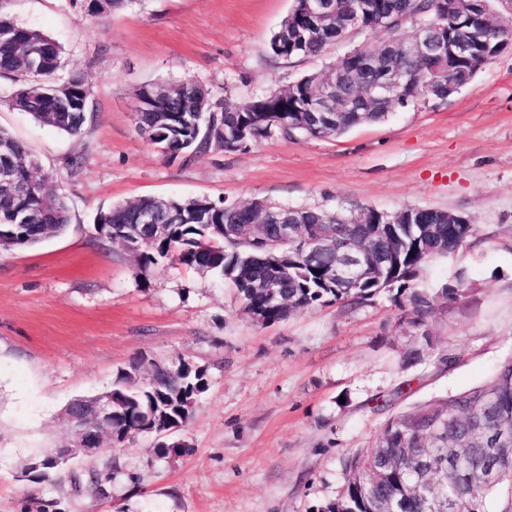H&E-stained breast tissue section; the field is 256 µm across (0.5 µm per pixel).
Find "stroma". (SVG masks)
Segmentation results:
<instances>
[{
	"label": "stroma",
	"mask_w": 512,
	"mask_h": 512,
	"mask_svg": "<svg viewBox=\"0 0 512 512\" xmlns=\"http://www.w3.org/2000/svg\"><path fill=\"white\" fill-rule=\"evenodd\" d=\"M292 4L130 0L97 20L68 0H14L15 18L84 75L93 112L82 137L68 136L10 108L15 83L0 76V126L56 174L71 215L63 234L0 253V512H319L390 416L483 385L512 360V49L447 102L414 101L338 138L274 136L182 164L136 133L145 84L195 80L245 99L372 41L354 32L317 56H275L270 39ZM79 155L69 174L65 159ZM141 196L452 211L477 234L428 261L417 286L434 294L462 276L469 292L420 327L386 293L262 326L213 276L165 263L139 275L124 247L95 245L97 213ZM177 356L209 376L182 432L192 454L159 461L155 436L134 437L112 451L125 476L106 498L73 496L64 475L21 479L68 442V403L111 390L134 359Z\"/></svg>",
	"instance_id": "obj_1"
}]
</instances>
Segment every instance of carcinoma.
<instances>
[{
  "label": "carcinoma",
  "instance_id": "obj_1",
  "mask_svg": "<svg viewBox=\"0 0 512 512\" xmlns=\"http://www.w3.org/2000/svg\"><path fill=\"white\" fill-rule=\"evenodd\" d=\"M10 0H0V75L18 78L10 94L11 105L30 114L36 121L70 136L83 133L93 111L89 86L80 73L67 77L62 69L61 47L48 35L18 24L8 11ZM89 16L108 19L123 10L127 0H104L91 5L87 0H72ZM332 18L327 25L313 29L292 7L288 20L271 37L274 55L282 58L320 54L330 43L351 32L344 22L358 9L359 0H330ZM368 8L359 27L363 32L381 31L380 19L395 18L393 28L416 20H433L439 37L448 43L471 41L467 57H448L446 74L433 79L437 60L418 61L402 55L411 74L406 102L418 99L442 101L455 94L453 84L466 86L496 56L508 41L512 27L495 20L496 0H474L469 7L470 21L455 17L456 0H366ZM317 78L310 73L288 86L245 100H216L204 85L192 80H169L171 91L159 106H149L145 91L137 93L140 107L134 117L140 136L154 132L187 154L186 161L218 151H243L253 143L273 135L285 139L298 135L316 136L307 118ZM393 107L362 104L356 112H345L327 133L337 138L351 129L378 119ZM187 112H202V124L186 122ZM6 149L26 193L11 198L0 194V218L7 219L24 210L33 216L32 224L19 233L0 228V248L34 247L66 229L70 208L57 191L52 174L37 175L39 163L28 146L8 130L0 128V150ZM186 213L182 224L171 218L166 204L156 197H139L100 211L98 239L114 240L113 225L132 224L139 209L152 207L159 223L170 225L168 236L138 252V272L163 259L186 265L197 272L217 274L236 290L243 311L255 322L272 325L295 312L315 304L367 299L382 290L393 292V301L409 307L412 324H426L438 310V299L454 300L466 294L463 277L454 286L431 295L416 288L422 266L433 257H446L476 235L474 224H450L434 212L422 214L421 224L408 223L412 208L399 210L398 223L373 208L350 214L302 208L297 214L310 224H323L328 246L308 256L288 253L279 265L259 254L245 239L219 232L220 224H279L288 208L262 201L246 205H221L208 198L179 199ZM359 249L366 254L368 269L354 284L330 281L326 273L336 268L342 253ZM272 278L280 284L279 300L270 301L257 289L259 281ZM174 371L158 389L134 379V364L118 371L113 391L119 404L156 405L171 420H191L196 405L189 399L205 391L206 368L178 356L171 359ZM512 433V363L500 367L492 380L482 386L445 400L423 404L390 417L380 436L367 448L348 457L346 484L341 495L319 512H432L436 501L452 500L453 512H486L487 499L502 485L512 488V466L498 461L489 452L491 439L503 432ZM104 467L84 479L71 478L75 493L109 495L122 468L112 460V447L104 449Z\"/></svg>",
  "mask_w": 512,
  "mask_h": 512
}]
</instances>
